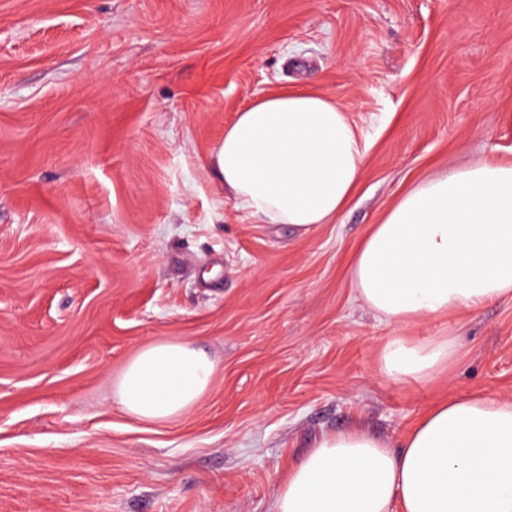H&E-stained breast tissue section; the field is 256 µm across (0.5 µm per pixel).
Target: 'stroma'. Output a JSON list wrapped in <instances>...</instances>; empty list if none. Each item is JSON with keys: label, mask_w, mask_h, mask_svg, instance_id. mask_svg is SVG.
<instances>
[{"label": "stroma", "mask_w": 512, "mask_h": 512, "mask_svg": "<svg viewBox=\"0 0 512 512\" xmlns=\"http://www.w3.org/2000/svg\"><path fill=\"white\" fill-rule=\"evenodd\" d=\"M285 87L369 137L336 223L235 208L211 156ZM512 163V0H0V512H269L319 438L398 442L436 401L512 400V299L403 335L459 339L435 382L377 371L393 325L350 259L423 178ZM214 362L182 416L115 384L144 347Z\"/></svg>", "instance_id": "stroma-1"}]
</instances>
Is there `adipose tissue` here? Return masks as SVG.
Instances as JSON below:
<instances>
[{"mask_svg": "<svg viewBox=\"0 0 512 512\" xmlns=\"http://www.w3.org/2000/svg\"><path fill=\"white\" fill-rule=\"evenodd\" d=\"M369 145L333 99L284 89L237 112L213 152L237 208L307 232L335 223ZM357 298L398 326L512 298V163L477 161L404 192L360 241ZM454 336L386 337L377 367L430 383L455 362ZM213 361L186 342L144 347L116 388L124 409L168 422L209 388ZM271 512H512V400L451 396L397 444L362 428L326 435L292 465Z\"/></svg>", "mask_w": 512, "mask_h": 512, "instance_id": "adipose-tissue-1", "label": "adipose tissue"}]
</instances>
